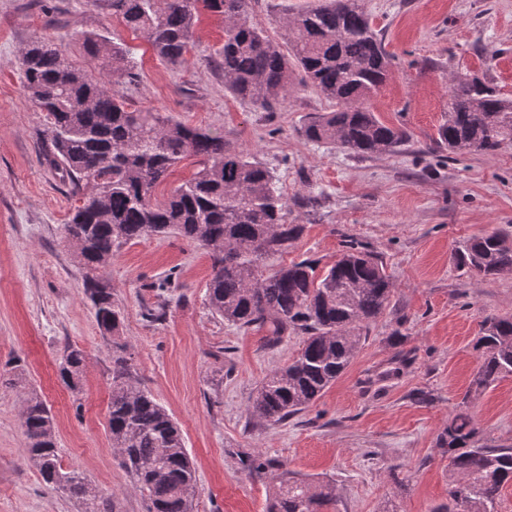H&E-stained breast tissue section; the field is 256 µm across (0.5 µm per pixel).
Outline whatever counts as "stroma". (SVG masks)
Here are the masks:
<instances>
[{
	"instance_id": "35a3bbf8",
	"label": "stroma",
	"mask_w": 512,
	"mask_h": 512,
	"mask_svg": "<svg viewBox=\"0 0 512 512\" xmlns=\"http://www.w3.org/2000/svg\"><path fill=\"white\" fill-rule=\"evenodd\" d=\"M314 0H252L253 23L279 37L284 13ZM394 57L370 106L406 130L394 154L357 156L311 142L299 129L329 111L315 90L295 85L265 111L224 89L218 52L224 20L201 11L183 63L162 61L106 4L89 0H0V512H79L25 462L23 402L49 406L62 464L82 472L114 512H147V500L109 439L108 403L117 356L178 424L197 476V512H266L276 459L329 482L327 512H433L448 501V459L437 437L462 398L476 446L512 447V374L472 391L483 322L512 315V274H469L451 259L470 237L512 236V146L455 157L433 138L448 112V79L479 76L512 98V0H362ZM110 32L130 51L134 79L115 89L131 108H151L226 140L273 169L302 231L277 267L301 260L329 267L346 241L380 255L394 281L382 316L346 372L307 410L271 424L248 410L262 380L287 366L302 335L266 345L213 314L207 249L173 236L113 248L103 269L124 313L117 334L101 330L83 294L84 269L63 237L70 187L50 165L43 121L17 57L49 39L75 66L93 69L85 37ZM163 309L161 318L150 313ZM84 353L79 391L61 381L66 345Z\"/></svg>"
}]
</instances>
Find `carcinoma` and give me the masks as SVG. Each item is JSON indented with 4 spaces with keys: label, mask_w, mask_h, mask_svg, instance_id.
Returning <instances> with one entry per match:
<instances>
[{
    "label": "carcinoma",
    "mask_w": 512,
    "mask_h": 512,
    "mask_svg": "<svg viewBox=\"0 0 512 512\" xmlns=\"http://www.w3.org/2000/svg\"><path fill=\"white\" fill-rule=\"evenodd\" d=\"M112 14L177 65L194 47L199 8L224 18L220 65L224 89L268 110L294 87V76L334 104L311 114L306 139L360 156L393 153L407 133L379 120L369 98L386 82L391 56L360 0H319L282 17L281 40L250 21L252 0H107ZM86 46L98 75L73 66L38 38L19 52L25 88L45 121L50 161L71 184L74 204L65 237L86 269L84 293L100 329L115 332L121 313L99 260L121 243L175 235L207 248L212 312L239 329H264L275 344L300 330L303 346L261 383L250 409L273 423L309 408L355 357L365 324L388 308L393 291L382 259L350 241L323 272L302 260L277 269L265 261L285 254L301 226L288 223V203L274 173L224 134L186 124L154 109L130 110L112 85L132 75L129 50L110 33H90ZM435 143L451 154H489L512 144V99L478 77L451 79L448 119ZM188 157L193 176L158 200L155 190ZM456 266L483 275L512 274V240L493 232L458 248ZM474 348L481 364L472 386L483 391L512 374V317L486 321ZM81 349L68 345L59 375L79 390ZM26 458L42 481L74 499L81 512H112L75 468L61 463L48 405L35 393L20 415ZM108 430L149 512H194L196 471L173 417L134 380L129 358L112 366ZM476 424L464 407L448 421L438 448L448 456L445 512H498L512 483V448H476ZM268 512H321L330 485L276 465Z\"/></svg>",
    "instance_id": "1"
}]
</instances>
